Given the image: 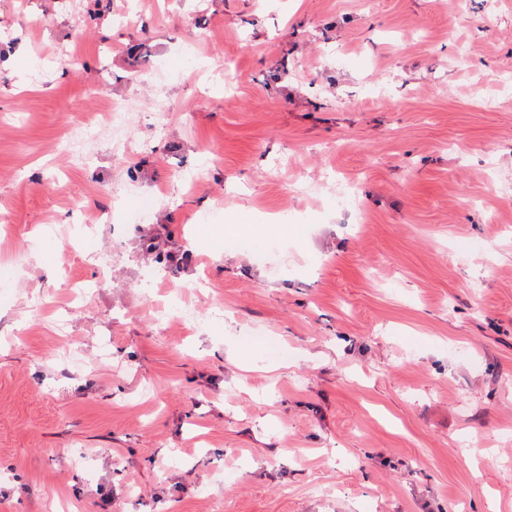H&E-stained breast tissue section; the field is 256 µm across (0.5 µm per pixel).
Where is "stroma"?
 <instances>
[{"label": "stroma", "mask_w": 512, "mask_h": 512, "mask_svg": "<svg viewBox=\"0 0 512 512\" xmlns=\"http://www.w3.org/2000/svg\"><path fill=\"white\" fill-rule=\"evenodd\" d=\"M53 496L512 512V0H0V512ZM148 241V255L164 256L167 258L169 266L179 272L184 269L192 260V252L189 250L175 249L171 245L168 225L152 224L144 234Z\"/></svg>", "instance_id": "35a3bbf8"}]
</instances>
